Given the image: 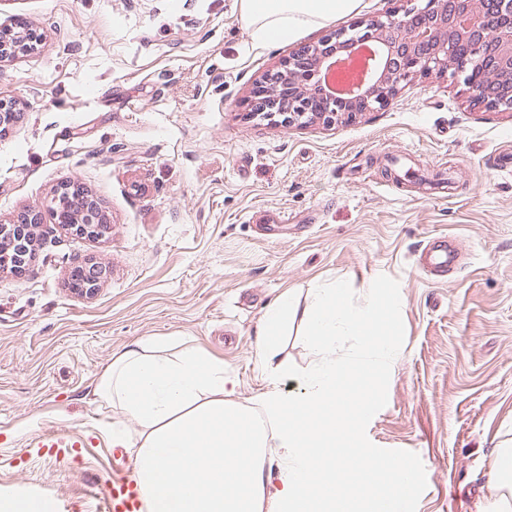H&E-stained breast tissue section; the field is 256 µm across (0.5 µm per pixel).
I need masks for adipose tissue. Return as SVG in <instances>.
I'll use <instances>...</instances> for the list:
<instances>
[{
  "mask_svg": "<svg viewBox=\"0 0 512 512\" xmlns=\"http://www.w3.org/2000/svg\"><path fill=\"white\" fill-rule=\"evenodd\" d=\"M361 0H240L254 45L287 41L355 12ZM350 303L343 286L289 290L265 310L259 334L265 391L236 397L222 358L173 337L133 342L112 357L95 384L96 402L115 416L112 436L125 448L144 512H410L415 470L364 448L359 427L374 405V384L401 356L393 321L400 302L378 282ZM306 326L319 357L300 374L297 393L281 390L288 367L282 338ZM340 336L357 350L336 349ZM349 419L351 430L337 435ZM482 512H512V445L489 470Z\"/></svg>",
  "mask_w": 512,
  "mask_h": 512,
  "instance_id": "obj_1",
  "label": "adipose tissue"
}]
</instances>
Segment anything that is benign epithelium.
<instances>
[{
    "instance_id": "benign-epithelium-1",
    "label": "benign epithelium",
    "mask_w": 512,
    "mask_h": 512,
    "mask_svg": "<svg viewBox=\"0 0 512 512\" xmlns=\"http://www.w3.org/2000/svg\"><path fill=\"white\" fill-rule=\"evenodd\" d=\"M395 6L308 46L267 74L253 98L263 113L278 122L331 123L342 117L383 107L406 83L440 70L461 78L471 102L486 110H512V0H394ZM374 44L380 51L376 74L349 93L317 92V67L339 59L346 41ZM493 42V49L484 46ZM36 45L27 25L19 24L15 41H0V61ZM91 223L71 220L65 204L56 205L53 224L66 232L105 231L102 215L94 211ZM38 211L26 213V223L7 224L12 250L0 252V272L17 266L26 270L34 246ZM105 271L92 262H79L71 281L85 296L95 293Z\"/></svg>"
}]
</instances>
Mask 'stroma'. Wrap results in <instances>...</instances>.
I'll list each match as a JSON object with an SVG mask.
<instances>
[{
    "label": "stroma",
    "instance_id": "stroma-1",
    "mask_svg": "<svg viewBox=\"0 0 512 512\" xmlns=\"http://www.w3.org/2000/svg\"><path fill=\"white\" fill-rule=\"evenodd\" d=\"M388 0L283 44L253 47L238 0H0V29L27 21L36 48L0 61V221L41 212L25 276L0 274V488L89 512L114 461L112 411L92 389L114 353L149 336L192 338L224 360L246 400L265 388L258 326L282 292L371 281L401 303L402 356L376 390L366 447L419 474L411 512H481L486 471L512 440V113L474 106L459 79L408 83L353 120L276 123L249 91L337 28L384 15ZM445 163L454 195L381 188L386 155ZM67 180L97 202L110 237L61 232ZM287 223L263 236L258 212ZM455 238L458 266L419 271L427 241ZM106 269L72 292L79 260ZM45 429L84 446L46 458Z\"/></svg>",
    "mask_w": 512,
    "mask_h": 512
}]
</instances>
